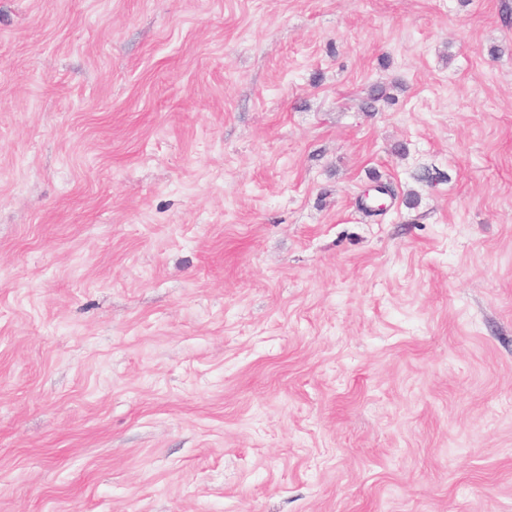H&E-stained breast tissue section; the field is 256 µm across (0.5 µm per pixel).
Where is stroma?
Returning <instances> with one entry per match:
<instances>
[{
    "mask_svg": "<svg viewBox=\"0 0 512 512\" xmlns=\"http://www.w3.org/2000/svg\"><path fill=\"white\" fill-rule=\"evenodd\" d=\"M0 512H512V0H0Z\"/></svg>",
    "mask_w": 512,
    "mask_h": 512,
    "instance_id": "35a3bbf8",
    "label": "stroma"
}]
</instances>
